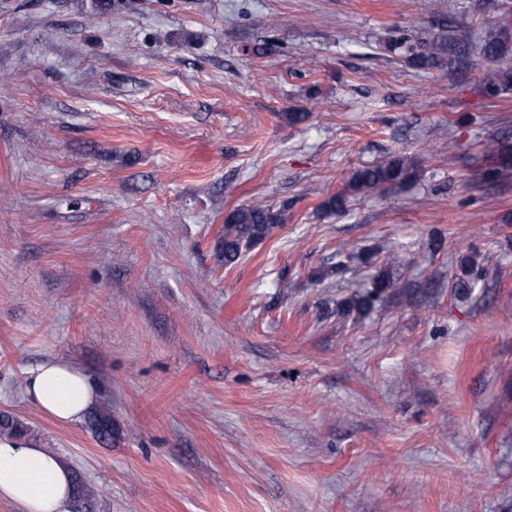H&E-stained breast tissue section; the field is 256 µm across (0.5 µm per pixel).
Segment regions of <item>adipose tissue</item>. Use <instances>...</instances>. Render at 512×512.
<instances>
[{
    "mask_svg": "<svg viewBox=\"0 0 512 512\" xmlns=\"http://www.w3.org/2000/svg\"><path fill=\"white\" fill-rule=\"evenodd\" d=\"M26 390L34 405L63 424L82 422L95 401L87 375L64 359L29 369ZM74 491L63 461L26 437L0 436V499L19 512H68Z\"/></svg>",
    "mask_w": 512,
    "mask_h": 512,
    "instance_id": "obj_1",
    "label": "adipose tissue"
}]
</instances>
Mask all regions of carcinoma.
<instances>
[{
    "mask_svg": "<svg viewBox=\"0 0 512 512\" xmlns=\"http://www.w3.org/2000/svg\"><path fill=\"white\" fill-rule=\"evenodd\" d=\"M508 26H503L496 33H489L482 45L483 55L497 60L506 51ZM392 49H403L411 61L423 68L444 69L454 61L464 58V50L448 31L440 29L431 38L408 45L402 38L390 44ZM490 88L496 93L512 91V66L503 65L497 69L490 80ZM485 155L494 160L493 167L486 173L489 179L507 178L512 175V163L509 162L506 148L499 140L489 139L483 148ZM418 160L405 153H393L382 160L354 170L350 176L349 194H337L322 203V207L330 212L341 213L346 209L348 195L368 193H391L401 190L413 183L419 176ZM288 202L275 207L271 204H249L238 206L224 216V239L222 255L224 266L236 264L243 251L267 238L281 224L285 223ZM391 287L388 274L379 271L372 279L371 287L355 294L343 303L347 311L366 313L381 299L387 288ZM88 424L93 432L103 441L112 436V420L109 415L100 411L88 416ZM28 435L30 429L9 414H0V434Z\"/></svg>",
    "mask_w": 512,
    "mask_h": 512,
    "instance_id": "cac0c4a2",
    "label": "carcinoma"
}]
</instances>
